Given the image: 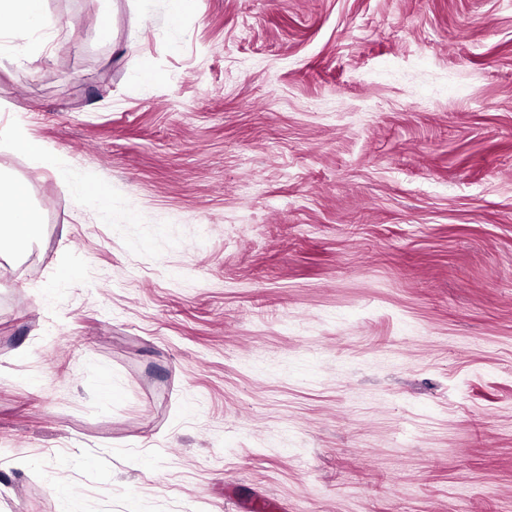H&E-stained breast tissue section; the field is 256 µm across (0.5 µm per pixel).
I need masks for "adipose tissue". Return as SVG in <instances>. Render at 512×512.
<instances>
[{"mask_svg": "<svg viewBox=\"0 0 512 512\" xmlns=\"http://www.w3.org/2000/svg\"><path fill=\"white\" fill-rule=\"evenodd\" d=\"M0 141L7 148L27 155L37 168L54 171L60 180L74 184L78 197L83 201L103 204L104 192L99 186L79 180L72 172L58 168L55 157L41 142L31 138L23 125L16 124L0 132ZM41 227L42 215L30 200L27 184L0 174V246L9 245L15 251H22Z\"/></svg>", "mask_w": 512, "mask_h": 512, "instance_id": "obj_1", "label": "adipose tissue"}]
</instances>
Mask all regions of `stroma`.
<instances>
[{
    "label": "stroma",
    "instance_id": "35a3bbf8",
    "mask_svg": "<svg viewBox=\"0 0 512 512\" xmlns=\"http://www.w3.org/2000/svg\"><path fill=\"white\" fill-rule=\"evenodd\" d=\"M45 10L0 128L108 210L0 149V512H512V0ZM3 140L7 148L27 155L37 168L51 170L60 180L74 184L78 197L84 202L97 204L103 209V190L95 184L79 180L72 172L59 168L55 157L41 142L31 138L23 125L18 123L2 133L0 131V142L2 143ZM40 210L30 200L27 184L2 175L0 169V247L27 248L42 227Z\"/></svg>",
    "mask_w": 512,
    "mask_h": 512
}]
</instances>
